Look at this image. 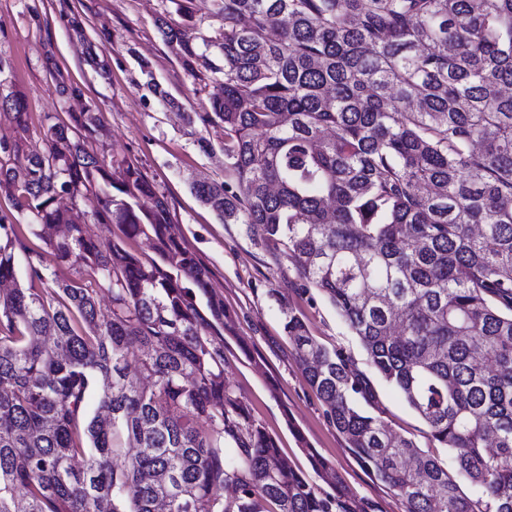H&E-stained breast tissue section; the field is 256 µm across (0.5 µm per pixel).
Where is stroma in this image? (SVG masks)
<instances>
[{"instance_id": "1", "label": "stroma", "mask_w": 512, "mask_h": 512, "mask_svg": "<svg viewBox=\"0 0 512 512\" xmlns=\"http://www.w3.org/2000/svg\"><path fill=\"white\" fill-rule=\"evenodd\" d=\"M161 16L173 25L180 21L171 0H0V58L10 62L29 112L27 133L18 134L2 119L0 139H19L24 150H40L45 114L64 120L87 106L97 112L105 133L92 140L93 149L99 157L138 164L164 196L184 244L209 269L211 291L230 316L207 336L224 354L229 385L252 418L276 437L282 457L328 494L331 486L317 477L309 458L317 453L373 512H405L401 498L361 466L329 421L291 353L285 312L303 316L320 344L350 348L364 370L367 357L360 345L326 300H310L300 290L286 254L255 244L241 225L220 223L190 192L191 181L224 182L230 174L220 130L183 119L187 112L209 111L212 91L200 87L165 43L156 24ZM57 68L84 88V98L59 94L51 76ZM169 97L179 110L166 105ZM14 254L24 285L32 265H53L44 242L26 228ZM376 391L393 433L449 461L395 389L380 383Z\"/></svg>"}]
</instances>
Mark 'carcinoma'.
I'll return each mask as SVG.
<instances>
[{"label":"carcinoma","mask_w":512,"mask_h":512,"mask_svg":"<svg viewBox=\"0 0 512 512\" xmlns=\"http://www.w3.org/2000/svg\"><path fill=\"white\" fill-rule=\"evenodd\" d=\"M170 2L182 23L158 18L163 40L220 90L183 117L222 131L234 177L193 193L287 254L367 355L368 374L285 317L336 431L405 512H512V0H208L211 35L198 0ZM10 73L0 58V112L24 133ZM101 130L88 108L45 115L41 152L0 141V512H367L328 464L334 496L288 468L251 419L196 303L224 321L208 268L137 164L86 148ZM22 217L77 277L18 283ZM89 218L155 257L92 237ZM377 381L454 470L373 413Z\"/></svg>","instance_id":"cac0c4a2"}]
</instances>
